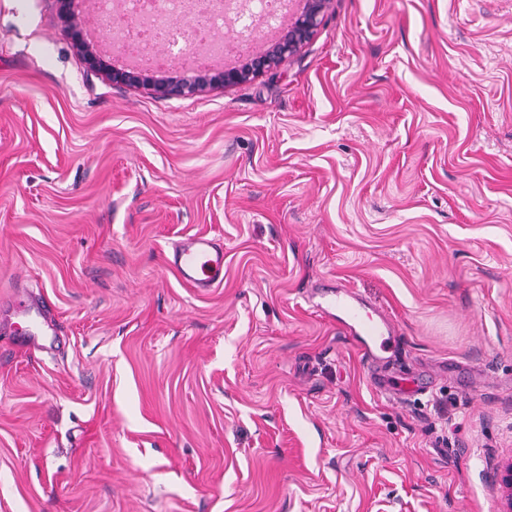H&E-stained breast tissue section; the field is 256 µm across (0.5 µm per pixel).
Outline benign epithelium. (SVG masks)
<instances>
[{
  "label": "benign epithelium",
  "mask_w": 512,
  "mask_h": 512,
  "mask_svg": "<svg viewBox=\"0 0 512 512\" xmlns=\"http://www.w3.org/2000/svg\"><path fill=\"white\" fill-rule=\"evenodd\" d=\"M71 0H60L67 31L75 48L83 53L89 67L101 73L112 85L143 87L166 99L195 96L216 86L234 87L279 68L309 43L320 26L331 0H303L302 9L293 14L288 25L273 41L253 47L251 53L236 65L222 70L196 68L188 77H170L161 72H148L140 66L116 68L107 65L96 47L86 42L84 31L93 22L90 16L70 11ZM496 480L503 494L502 512H512V457L496 468Z\"/></svg>",
  "instance_id": "obj_1"
}]
</instances>
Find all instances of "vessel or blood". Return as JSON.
<instances>
[{
    "label": "vessel or blood",
    "mask_w": 512,
    "mask_h": 512,
    "mask_svg": "<svg viewBox=\"0 0 512 512\" xmlns=\"http://www.w3.org/2000/svg\"><path fill=\"white\" fill-rule=\"evenodd\" d=\"M172 266L192 286L211 287L220 281L224 271V246L204 235L188 238L176 246ZM321 307L334 311L344 334L368 364L384 363V355L395 337V328L387 318L371 317L365 304L350 293H324Z\"/></svg>",
    "instance_id": "1"
}]
</instances>
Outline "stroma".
Wrapping results in <instances>:
<instances>
[{
  "label": "stroma",
  "mask_w": 512,
  "mask_h": 512,
  "mask_svg": "<svg viewBox=\"0 0 512 512\" xmlns=\"http://www.w3.org/2000/svg\"><path fill=\"white\" fill-rule=\"evenodd\" d=\"M324 290L391 320L410 394ZM511 456L512 0H332L183 99L0 0V512H501ZM59 1L73 44L83 53L92 70L100 72L114 86L143 87L166 99L199 95L216 86L234 87L279 68L309 43L331 3V0L302 1V9L293 14L277 38L270 43L253 46L251 53L238 64L216 71L212 68H196L189 71V77L177 78L166 76L163 72H146L143 67L136 65L130 68L107 65L96 47L84 39L85 28L93 22V18L72 13L71 0ZM171 264L185 282L195 288H211L223 279L224 245L208 236H193L176 246ZM496 480L503 494L502 512L512 511V457L502 461L496 468Z\"/></svg>",
  "instance_id": "1"
}]
</instances>
